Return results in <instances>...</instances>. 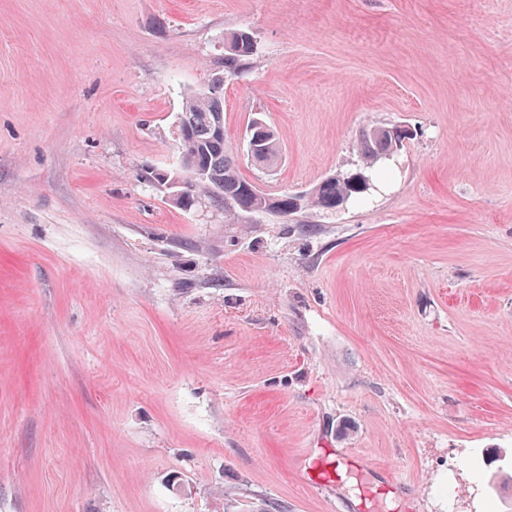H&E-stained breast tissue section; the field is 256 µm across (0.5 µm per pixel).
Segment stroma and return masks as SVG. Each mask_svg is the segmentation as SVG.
Returning <instances> with one entry per match:
<instances>
[{
    "instance_id": "1",
    "label": "stroma",
    "mask_w": 512,
    "mask_h": 512,
    "mask_svg": "<svg viewBox=\"0 0 512 512\" xmlns=\"http://www.w3.org/2000/svg\"><path fill=\"white\" fill-rule=\"evenodd\" d=\"M264 192L170 202L224 34ZM373 470V499L345 475ZM512 0H0V512H512ZM254 54L255 40L251 32L237 30L225 33L224 58L219 66L221 76L224 75V78L241 76L246 71ZM261 117H253L248 123L247 130L254 126L256 119L261 120L262 124L254 127L251 134H256L259 140L258 154L253 160L255 165L262 167H270L276 163L281 153V146L276 137V134L271 129L265 120ZM384 129L397 131L396 135L383 132ZM408 137L406 129L401 126H379L375 128L363 129L359 133L357 146L362 158L363 168L351 171L353 174L359 172L363 174L369 182L371 181L370 172L378 162L387 159L395 153Z\"/></svg>"
}]
</instances>
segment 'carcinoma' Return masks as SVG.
<instances>
[{"instance_id":"cac0c4a2","label":"carcinoma","mask_w":512,"mask_h":512,"mask_svg":"<svg viewBox=\"0 0 512 512\" xmlns=\"http://www.w3.org/2000/svg\"><path fill=\"white\" fill-rule=\"evenodd\" d=\"M254 54L255 40L251 32L237 30L224 34L222 75L226 78L241 76ZM248 126L259 140L254 164L265 168L274 165L281 146L271 126L265 122L257 125L253 120ZM178 130L186 136L182 149L205 172L204 178L191 185L187 196L171 199V203L181 209L192 207L195 201L206 196L224 205L226 214H249L268 208L270 215L288 223L307 210L333 211L350 200L361 203L362 195L368 191L363 182L340 180L334 176L299 197L288 192L270 195L256 188L254 182L240 172L238 156L224 139V91L221 86L214 92L201 91L187 96ZM392 130L396 134L384 131L382 126L360 131L357 146L363 168L359 173L370 177L377 163L395 153L408 138L407 130L402 127L394 126Z\"/></svg>"}]
</instances>
